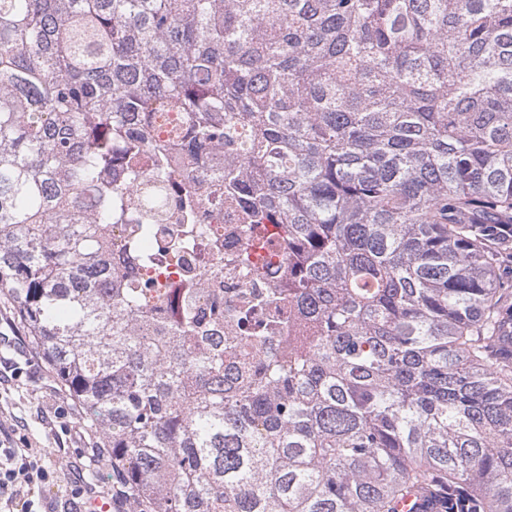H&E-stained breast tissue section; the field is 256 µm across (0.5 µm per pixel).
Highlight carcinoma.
I'll list each match as a JSON object with an SVG mask.
<instances>
[{
    "mask_svg": "<svg viewBox=\"0 0 512 512\" xmlns=\"http://www.w3.org/2000/svg\"><path fill=\"white\" fill-rule=\"evenodd\" d=\"M159 112L190 116L153 137ZM179 155L224 160L233 262L280 258L222 336L112 266ZM207 204L185 188L175 264ZM477 224H512V0H0V289L119 512H512V303Z\"/></svg>",
    "mask_w": 512,
    "mask_h": 512,
    "instance_id": "1",
    "label": "carcinoma"
}]
</instances>
